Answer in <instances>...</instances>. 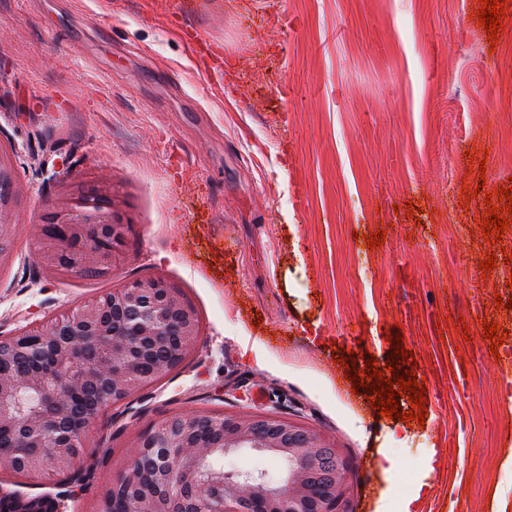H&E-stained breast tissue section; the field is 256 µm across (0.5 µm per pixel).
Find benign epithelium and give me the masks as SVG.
<instances>
[{"label":"benign epithelium","instance_id":"obj_1","mask_svg":"<svg viewBox=\"0 0 512 512\" xmlns=\"http://www.w3.org/2000/svg\"><path fill=\"white\" fill-rule=\"evenodd\" d=\"M75 203L56 210L61 232L39 254L68 272L106 268L128 231L112 184L77 186ZM199 343L196 312L165 279H135L55 318L0 336L4 348L32 360L49 355L54 373L0 367V430L16 451L0 454V471L32 477L48 469L74 470L82 455L72 431L73 404L103 386L111 403L144 388L193 356ZM131 462L113 480L122 490L119 512H169L191 500V512H346L350 470L336 456L330 478L320 479L334 442L296 422L262 410L178 413L138 432ZM257 453L275 461L278 475L227 471L214 463Z\"/></svg>","mask_w":512,"mask_h":512}]
</instances>
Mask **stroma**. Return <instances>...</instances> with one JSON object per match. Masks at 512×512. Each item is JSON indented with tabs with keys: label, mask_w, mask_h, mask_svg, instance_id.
<instances>
[{
	"label": "stroma",
	"mask_w": 512,
	"mask_h": 512,
	"mask_svg": "<svg viewBox=\"0 0 512 512\" xmlns=\"http://www.w3.org/2000/svg\"><path fill=\"white\" fill-rule=\"evenodd\" d=\"M481 7L0 0V146L20 186L0 335L148 277L168 280L200 324L194 358L99 413L83 485L57 512H95L138 431L243 405L334 441L348 512H375L385 494L413 496L412 512L512 502L506 366L483 335L495 322L512 340V309L496 304L512 296V234L498 246L481 227L512 187V0L495 37ZM265 29L273 77L250 85ZM194 30L217 48L204 69ZM103 176L129 222L122 253L101 277L51 275L35 225ZM396 334L409 353L397 364ZM370 359L413 370L426 421L387 418L353 393L348 377ZM393 430L405 437L394 449Z\"/></svg>",
	"instance_id": "obj_1"
}]
</instances>
